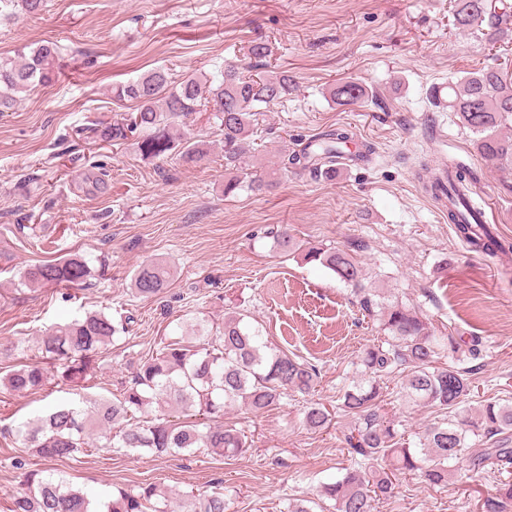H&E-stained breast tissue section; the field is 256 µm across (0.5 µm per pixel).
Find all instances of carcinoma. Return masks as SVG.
<instances>
[{
	"label": "carcinoma",
	"instance_id": "1",
	"mask_svg": "<svg viewBox=\"0 0 512 512\" xmlns=\"http://www.w3.org/2000/svg\"><path fill=\"white\" fill-rule=\"evenodd\" d=\"M14 7L11 15H36L44 0H0ZM453 24L462 31L482 25L498 30V16L486 0H455ZM59 77L57 47L41 44L14 58H0V112L17 103L18 94L53 85ZM296 88L284 71L264 76H246L235 66L211 79L190 75L177 80L165 69L152 70L112 89L113 97L135 104L129 118L99 124L94 133L102 141L119 142L139 133L138 150L145 159H163L177 152L187 165L209 160L204 144L177 143L176 134L200 108L212 112V120L224 136V194L231 195L243 183L256 191L275 185L272 173L250 163L254 150L255 116L288 96ZM330 101L340 107L357 105L373 97L363 83L351 79L328 89ZM431 100L446 107L474 134L477 152L497 170L512 171V77L499 67L467 71L446 85V93L433 88ZM350 140L344 129L332 130L306 144L299 152L282 156L280 169L300 165L332 178L342 146ZM448 193L458 203L448 209L460 238L486 252L502 249L466 203L462 186L448 181ZM273 246L284 253L300 250L288 231L271 232ZM353 247L322 244L306 248L304 259L317 262L351 287L360 310L378 315L389 339L366 347L360 362L365 378L342 396L341 410L351 415L354 427L345 435L352 463L343 476L319 490L321 512H373V503L390 496L398 476L419 473L429 485L448 484L451 463L466 455L473 466H491L499 473L512 471V403L487 402L475 411L461 408L473 385L468 372L453 365H437L439 359L454 361L462 353V338L453 332L432 334L428 324L403 304L383 305L377 294L363 284L364 273L352 255ZM94 268L82 255L45 261L25 268L19 285L80 287L93 277ZM168 270L159 264L138 268L132 278L135 294L150 298L167 286ZM133 317L117 323L103 311L55 325L38 340L36 361L27 362L0 376V386L23 394L44 386L48 362H63V382L81 386L97 367V355L116 334L129 331ZM407 370L401 389L404 399L434 409L441 416L410 441L398 422L380 411L382 378L398 367ZM319 371L315 366L268 345L243 318H224V331L199 322L192 332L165 343L155 355L140 364L123 393L114 400L101 398L90 406L58 405L45 415L18 423L8 435L35 449L46 461L71 459L91 447L99 433L105 448L125 452L148 449L157 453L189 452L203 448L217 456H235L250 447L248 436L224 424V411L242 404L254 412L269 410L289 395L306 396L315 390ZM177 408L204 416L203 422L167 418L134 423L135 414L152 404ZM303 422L313 431L328 428L330 412L320 403L304 408ZM119 431L112 432L115 426ZM23 471L28 492L13 499L9 512H174L168 488L156 482L137 490L120 489L108 500L93 499L70 480L51 470L14 462ZM512 506V483L499 484L491 512H506ZM180 512H226L224 492L204 498L182 500Z\"/></svg>",
	"mask_w": 512,
	"mask_h": 512
}]
</instances>
